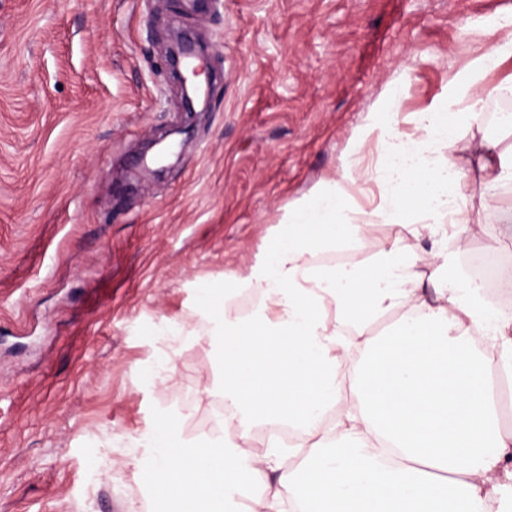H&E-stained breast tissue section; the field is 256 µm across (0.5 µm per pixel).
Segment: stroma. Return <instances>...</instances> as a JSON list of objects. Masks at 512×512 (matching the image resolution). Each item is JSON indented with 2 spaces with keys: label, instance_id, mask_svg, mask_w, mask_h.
Masks as SVG:
<instances>
[{
  "label": "stroma",
  "instance_id": "35a3bbf8",
  "mask_svg": "<svg viewBox=\"0 0 512 512\" xmlns=\"http://www.w3.org/2000/svg\"><path fill=\"white\" fill-rule=\"evenodd\" d=\"M509 17L512 0H0V512L149 500L132 442L214 431L204 291L247 273L389 88L414 134ZM172 30L208 48V111L183 109ZM177 127L180 155L145 171Z\"/></svg>",
  "mask_w": 512,
  "mask_h": 512
}]
</instances>
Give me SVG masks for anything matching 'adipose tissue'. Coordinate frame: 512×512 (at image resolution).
Segmentation results:
<instances>
[{
  "label": "adipose tissue",
  "mask_w": 512,
  "mask_h": 512,
  "mask_svg": "<svg viewBox=\"0 0 512 512\" xmlns=\"http://www.w3.org/2000/svg\"><path fill=\"white\" fill-rule=\"evenodd\" d=\"M509 59L512 33L451 77L444 102L415 113L414 138L396 132L400 96L388 91L381 121L358 130L336 177L289 208L246 275L225 278L208 330L224 362L223 430L144 437L140 476L169 512H491L512 481V430L502 425L512 300L488 304L446 250H464L474 232L469 182L449 151L478 119L488 72ZM508 133L511 115L468 144L483 159L486 224H512ZM374 139L369 169L361 153ZM372 181L367 209L355 192ZM380 223L396 233L366 254ZM323 246L358 256L325 265ZM244 288L260 300L247 316L231 304ZM388 312L393 322L374 331ZM260 425L295 436L285 445L270 435L258 453L250 441Z\"/></svg>",
  "instance_id": "1"
}]
</instances>
